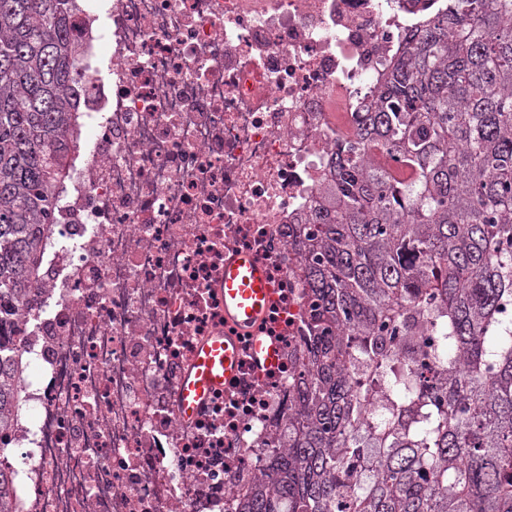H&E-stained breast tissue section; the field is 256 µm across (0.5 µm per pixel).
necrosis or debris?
<instances>
[{
  "label": "necrosis or debris",
  "instance_id": "necrosis-or-debris-1",
  "mask_svg": "<svg viewBox=\"0 0 512 512\" xmlns=\"http://www.w3.org/2000/svg\"><path fill=\"white\" fill-rule=\"evenodd\" d=\"M84 148L53 213L46 292L23 311L19 512H236L288 406L308 324L292 228L320 200L403 36L447 0H84ZM283 284L288 346L265 407L210 437L159 404L166 368L224 323L193 300L228 250Z\"/></svg>",
  "mask_w": 512,
  "mask_h": 512
}]
</instances>
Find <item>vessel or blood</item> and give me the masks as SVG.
Returning a JSON list of instances; mask_svg holds the SVG:
<instances>
[{"label":"vessel or blood","instance_id":"obj_1","mask_svg":"<svg viewBox=\"0 0 512 512\" xmlns=\"http://www.w3.org/2000/svg\"><path fill=\"white\" fill-rule=\"evenodd\" d=\"M214 288L224 298V327L199 339L179 375L174 398L185 424H192L216 393L239 377L243 361L256 375L280 366L284 351L263 326L278 295L265 266L250 252L225 257Z\"/></svg>","mask_w":512,"mask_h":512}]
</instances>
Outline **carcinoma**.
I'll list each match as a JSON object with an SVG mask.
<instances>
[{
	"mask_svg": "<svg viewBox=\"0 0 512 512\" xmlns=\"http://www.w3.org/2000/svg\"><path fill=\"white\" fill-rule=\"evenodd\" d=\"M80 0H0V435L20 410V310L82 136ZM378 147L392 170L367 166ZM305 356L238 512H512V0L412 31L299 228ZM349 325L356 339L336 335ZM405 336H428L394 378ZM368 357L367 383L346 371ZM391 408L357 434L371 383ZM0 439V512H17Z\"/></svg>",
	"mask_w": 512,
	"mask_h": 512,
	"instance_id": "obj_1",
	"label": "carcinoma"
}]
</instances>
